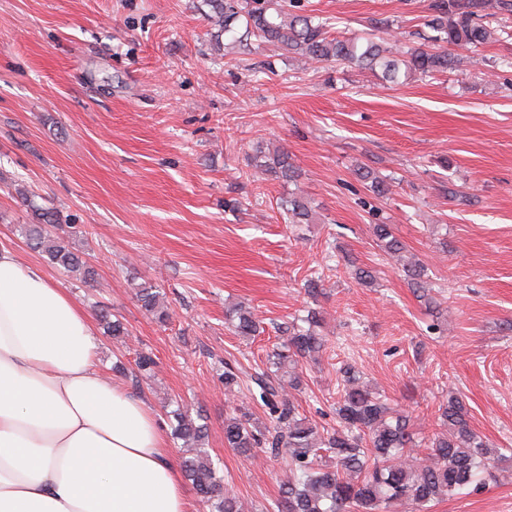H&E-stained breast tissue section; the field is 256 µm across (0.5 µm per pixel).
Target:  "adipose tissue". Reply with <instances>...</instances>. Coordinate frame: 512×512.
I'll return each instance as SVG.
<instances>
[{
	"mask_svg": "<svg viewBox=\"0 0 512 512\" xmlns=\"http://www.w3.org/2000/svg\"><path fill=\"white\" fill-rule=\"evenodd\" d=\"M159 421L105 375L87 315L0 246V512H188Z\"/></svg>",
	"mask_w": 512,
	"mask_h": 512,
	"instance_id": "1",
	"label": "adipose tissue"
}]
</instances>
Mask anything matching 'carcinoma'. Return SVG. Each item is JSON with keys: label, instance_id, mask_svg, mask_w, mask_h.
<instances>
[{"label": "carcinoma", "instance_id": "cac0c4a2", "mask_svg": "<svg viewBox=\"0 0 512 512\" xmlns=\"http://www.w3.org/2000/svg\"><path fill=\"white\" fill-rule=\"evenodd\" d=\"M210 7L209 18L219 33L235 32L241 43L255 38L257 44H272L289 55L315 62L334 61L380 71L381 78L395 82L399 74L431 77L446 73L460 64L448 52L450 47L476 50L485 45L491 32L486 25L490 16H512V0H432L427 27L432 35L399 56L389 55L371 36L333 35L336 22L331 17L316 18L299 9L300 0H204ZM258 171L273 176L285 185H295L301 177L288 153H272L261 146L250 157ZM357 178L370 182L377 197L390 192V184L364 166L354 170ZM277 208L287 224H311L313 213L308 201L290 192L279 198ZM36 223L25 227L28 246L48 260L79 277L83 283L94 281V271L80 255L54 236L50 228L57 216L35 209ZM379 247L391 257L405 250L388 224L373 225ZM415 291L426 288L422 265L405 268ZM136 298L147 313L159 322L168 314L160 292L151 285L137 288ZM231 331L244 338H254L262 331L254 313L236 306L226 314ZM318 312L307 311L286 325L277 326L285 339L267 356L266 368L256 373L253 383L265 420L254 417L249 409L235 408L224 418V444L244 457L266 452L288 460V475L281 485V496L257 512H389L396 501L405 500L412 512H432L443 498L454 496L477 483L479 473L506 460V455L492 447L468 419L466 404L458 397L437 410L439 431L415 439L410 418L393 409L386 396L362 381L361 372L350 364L340 368L342 387L338 390L336 416L338 428L317 435L315 427L299 417L298 408L281 391V372L303 359H314L327 349V340L319 332ZM219 376L224 389L231 391L241 381L238 367L220 362ZM176 420L174 436L182 441V471L201 501L211 512H243L238 497L224 486V479L205 448L207 427L196 422L183 403L172 410ZM421 447L433 463L420 469L403 464L410 450Z\"/></svg>", "mask_w": 512, "mask_h": 512}]
</instances>
